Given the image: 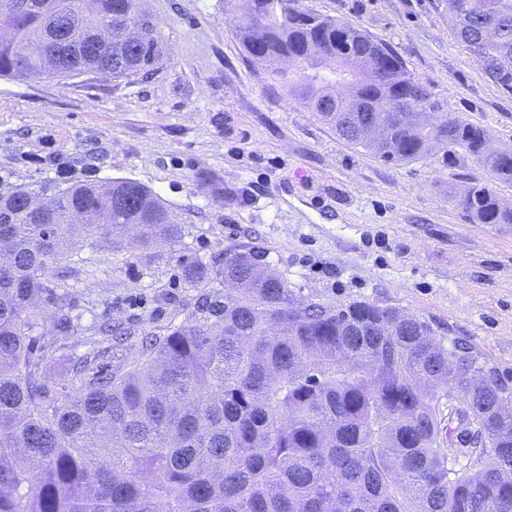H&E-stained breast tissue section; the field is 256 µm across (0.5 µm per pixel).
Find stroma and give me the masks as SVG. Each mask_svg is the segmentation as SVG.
Returning <instances> with one entry per match:
<instances>
[{"label": "stroma", "mask_w": 512, "mask_h": 512, "mask_svg": "<svg viewBox=\"0 0 512 512\" xmlns=\"http://www.w3.org/2000/svg\"><path fill=\"white\" fill-rule=\"evenodd\" d=\"M388 43L414 77L512 149V94L498 89L453 36L446 0H303ZM165 36L155 74L112 80L0 77V193L127 178L150 187L178 227L160 246L101 235L77 241L48 274L66 295L35 331L58 392L98 326H131L101 361L120 369L146 334L185 322L201 295L186 266L253 252L291 297L333 308L366 300L426 322L512 379V224H471L450 188L483 178L441 152L390 164L340 140L302 100L242 53L230 0H146Z\"/></svg>", "instance_id": "35a3bbf8"}]
</instances>
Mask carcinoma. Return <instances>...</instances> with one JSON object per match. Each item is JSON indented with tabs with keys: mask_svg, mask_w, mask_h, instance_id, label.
<instances>
[{
	"mask_svg": "<svg viewBox=\"0 0 512 512\" xmlns=\"http://www.w3.org/2000/svg\"><path fill=\"white\" fill-rule=\"evenodd\" d=\"M256 13L229 21L245 56L292 88L347 144L408 164L443 149L448 164H478L489 178L448 192L471 224H512L494 184H512V151L488 153V131L444 110L390 47L359 28L302 6L252 0ZM454 37L502 91L512 94V0H448ZM140 34L127 32L128 21ZM103 26L111 38L89 55ZM164 36L144 0H0V76L69 78L109 62L113 79L148 74ZM443 114L437 125L420 114ZM51 213L33 190L0 194V512H512V386L460 345L446 347L418 318L384 333L390 308L353 301L307 304L288 317V288L251 253L225 268L195 261L188 278L207 288L238 283L224 301L206 297L188 320L146 338L125 370L72 364L71 394L41 374L45 347L33 332L44 303L70 322L47 273L68 256L69 228L121 236L139 223L141 245L174 234L170 211L130 179L112 193L132 210L69 224L97 200L96 184L60 190ZM463 393L478 426L462 432L443 413L448 388ZM491 445H486L483 431ZM456 440L466 469L448 468L440 438Z\"/></svg>",
	"mask_w": 512,
	"mask_h": 512,
	"instance_id": "obj_1",
	"label": "carcinoma"
}]
</instances>
